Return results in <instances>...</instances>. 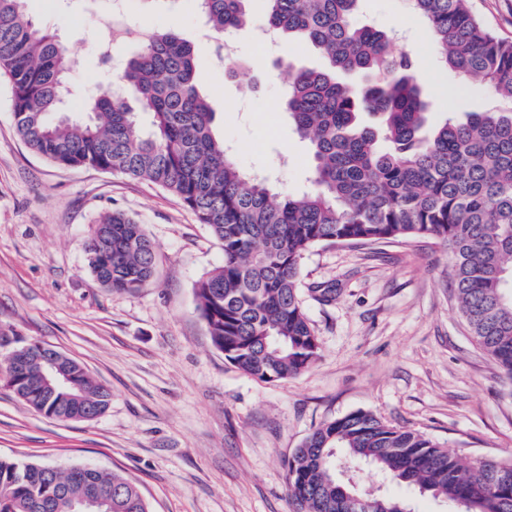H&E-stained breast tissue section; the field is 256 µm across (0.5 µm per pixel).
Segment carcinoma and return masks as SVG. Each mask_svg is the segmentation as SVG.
Here are the masks:
<instances>
[{
	"mask_svg": "<svg viewBox=\"0 0 512 512\" xmlns=\"http://www.w3.org/2000/svg\"><path fill=\"white\" fill-rule=\"evenodd\" d=\"M26 0H0V78L9 85L16 132L56 164L92 166L154 184L187 206L222 243L224 263L195 285L211 342L240 371L276 382L309 370L320 345L300 295V261L322 244L429 238L451 252L454 295L474 342L512 380V42L498 39L468 0H410L431 27L435 59L460 83L481 77L502 106L451 112L427 126L428 103L406 50L391 33L352 24L359 0H265L269 28L303 38L328 61L299 68L282 100L307 141L312 188L282 196L248 174L213 131L192 41L158 30L124 61L125 94L92 93L83 111L61 113L68 62L56 36L27 14ZM206 27L249 23L248 0H196ZM372 73L356 86L347 76ZM151 116L142 129L140 113ZM375 116L378 124L361 121ZM98 282L135 295L155 273V247L121 212L102 215L87 247ZM81 401L47 391L43 363L13 370L6 385L48 418L93 420L111 402L82 364L61 362ZM363 465L463 512H512V458L464 459L425 435L355 411L315 429L287 462L302 512H389L403 499L360 492ZM40 464L0 458V512H72L94 488L112 492L100 512H150L136 484L94 466L61 469L48 486Z\"/></svg>",
	"mask_w": 512,
	"mask_h": 512,
	"instance_id": "carcinoma-1",
	"label": "carcinoma"
}]
</instances>
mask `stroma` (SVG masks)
I'll use <instances>...</instances> for the list:
<instances>
[{"label": "stroma", "mask_w": 512, "mask_h": 512, "mask_svg": "<svg viewBox=\"0 0 512 512\" xmlns=\"http://www.w3.org/2000/svg\"><path fill=\"white\" fill-rule=\"evenodd\" d=\"M248 9L249 24L231 36L246 66L233 74L214 64L220 35H199L195 0L170 7L130 0L127 22L175 28L192 41L216 134L235 145L243 170L295 195L310 187L309 150L280 103L290 67L322 69L327 61L300 38L260 50L262 0ZM26 10L67 52L65 111L81 110L91 85L112 88L121 60L140 48L113 39L109 0H26ZM355 21L400 29L430 125L450 111L488 108L481 79L462 88L454 71L436 65L430 27L405 0H362ZM112 211L140 224L155 245L156 274L133 296L104 288L87 264L96 222ZM223 262L221 242L162 188L31 152L0 85V333L77 359L111 393L101 417L64 421L0 386V457L119 472L136 482L151 512H297L286 460L315 428L354 411L466 458L512 456V383L469 335L445 247L419 239L306 253L300 289L319 358L309 371L271 383L243 374L211 344L194 288ZM327 287L336 299L319 303L314 291ZM355 480L363 490L409 498L417 512H456L368 466Z\"/></svg>", "instance_id": "1"}]
</instances>
